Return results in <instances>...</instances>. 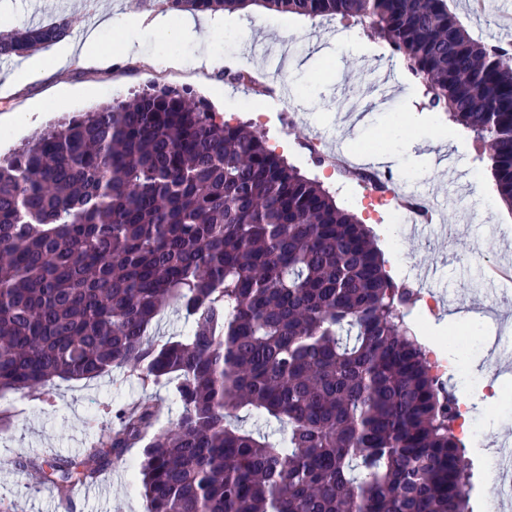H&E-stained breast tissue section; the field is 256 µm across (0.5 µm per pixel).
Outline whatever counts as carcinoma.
<instances>
[{"mask_svg": "<svg viewBox=\"0 0 512 512\" xmlns=\"http://www.w3.org/2000/svg\"><path fill=\"white\" fill-rule=\"evenodd\" d=\"M252 1L311 20L368 21L474 133L512 206V50L470 34L447 0ZM72 21L17 27L0 58L47 49ZM366 225L241 122L150 85L80 113L0 161V393L117 368L170 387L79 461L45 478L64 496L139 449L147 512H470L456 402L407 323ZM173 306L178 340L149 332ZM250 408L272 439L232 424Z\"/></svg>", "mask_w": 512, "mask_h": 512, "instance_id": "carcinoma-1", "label": "carcinoma"}]
</instances>
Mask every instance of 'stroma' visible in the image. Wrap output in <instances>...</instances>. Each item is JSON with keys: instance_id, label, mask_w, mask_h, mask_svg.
<instances>
[{"instance_id": "obj_1", "label": "stroma", "mask_w": 512, "mask_h": 512, "mask_svg": "<svg viewBox=\"0 0 512 512\" xmlns=\"http://www.w3.org/2000/svg\"><path fill=\"white\" fill-rule=\"evenodd\" d=\"M456 8L470 32L512 35V0H456ZM90 14L111 20L110 25L95 28L99 42L112 55L110 68H94L75 59L20 86L9 77L21 67V58L0 59V155L20 142L39 138L59 116L125 99L151 82L177 84L206 99L224 118L245 123L264 136L301 173L333 192L340 207L364 219L368 211L358 186L327 175L303 145L312 129H320L325 153L343 154L356 166L378 138H385L394 154L392 168L409 176L414 192L439 208L437 224L423 237L406 234L389 246L387 271L395 277L400 270H409L415 291L431 289L458 310L474 314L470 357H479L495 336L512 352V332L498 335L496 321L484 312L490 306L501 316L512 317V301L503 300L497 284L486 281L483 269L467 259L489 240L495 263H512V223L494 220L486 208L485 189L472 177L473 172L488 170L490 163L481 159L477 146L465 150L435 146L420 130L409 134L394 130L395 117L410 112L442 123L448 115L428 109L420 80L385 41L372 35L368 25L258 10L225 14L220 25L194 39L175 41L153 24L160 14L178 19L166 0H0V22L45 23L67 15L74 21L72 36L77 40L85 36ZM238 30L246 36L245 47L237 53L240 69L285 74L283 100L293 113L292 121H283L276 111L260 114L262 99L255 90L226 83L223 71L183 65V58H196L204 47L223 54L227 34ZM355 40L368 43L369 52L353 53L350 45ZM472 212L480 214V221L467 222ZM425 267L433 275L424 284L416 273ZM452 384L456 399L480 405L483 439L467 442L466 451L474 471L471 506L473 512H483L484 490L495 476L487 464V451L512 434V401L487 398L483 383L466 382L460 372L454 374ZM138 399L157 404L160 426H170L178 416L179 408L164 387L141 386L122 368L95 381L59 380L48 394L22 397L7 425L0 427V500L15 504V512H146L127 462L103 474L106 494L86 496L75 491L65 503L59 502L42 476L19 466L34 455L81 458L109 424L112 404Z\"/></svg>"}]
</instances>
